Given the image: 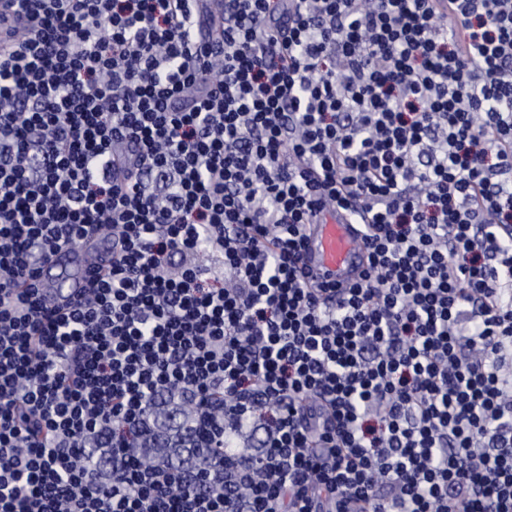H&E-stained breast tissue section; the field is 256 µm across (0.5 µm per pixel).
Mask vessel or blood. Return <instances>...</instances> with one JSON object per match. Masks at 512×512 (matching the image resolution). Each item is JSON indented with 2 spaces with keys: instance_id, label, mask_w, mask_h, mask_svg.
Wrapping results in <instances>:
<instances>
[{
  "instance_id": "1",
  "label": "vessel or blood",
  "mask_w": 512,
  "mask_h": 512,
  "mask_svg": "<svg viewBox=\"0 0 512 512\" xmlns=\"http://www.w3.org/2000/svg\"><path fill=\"white\" fill-rule=\"evenodd\" d=\"M306 272L319 280L345 287L363 269L366 248L360 225L351 223L344 212H326L307 226L303 244ZM98 252L86 246L63 249L41 270L47 298L77 293L86 286L89 270L98 261Z\"/></svg>"
}]
</instances>
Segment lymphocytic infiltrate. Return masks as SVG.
Returning <instances> with one entry per match:
<instances>
[{
	"mask_svg": "<svg viewBox=\"0 0 512 512\" xmlns=\"http://www.w3.org/2000/svg\"><path fill=\"white\" fill-rule=\"evenodd\" d=\"M447 2L14 0L0 512H512V0ZM350 222L344 212H326L306 227L304 236L306 272L341 288L354 281L366 260L362 228ZM98 258V252L86 245L56 252L41 269L40 283L45 286V296L56 299L85 288L91 274L88 270L98 262Z\"/></svg>",
	"mask_w": 512,
	"mask_h": 512,
	"instance_id": "1",
	"label": "lymphocytic infiltrate"
}]
</instances>
